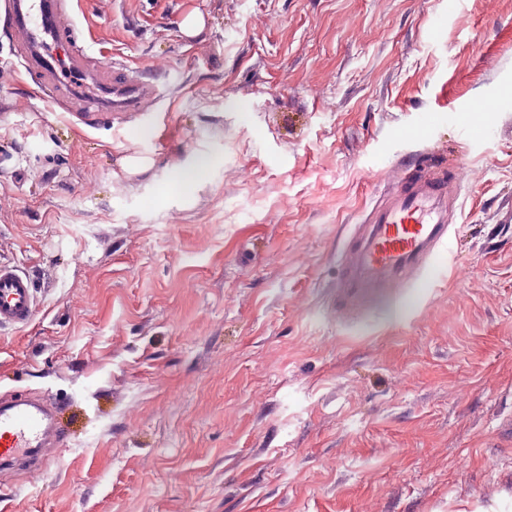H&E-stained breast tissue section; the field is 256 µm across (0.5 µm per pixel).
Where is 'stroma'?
I'll list each match as a JSON object with an SVG mask.
<instances>
[{"label":"stroma","mask_w":512,"mask_h":512,"mask_svg":"<svg viewBox=\"0 0 512 512\" xmlns=\"http://www.w3.org/2000/svg\"><path fill=\"white\" fill-rule=\"evenodd\" d=\"M74 4L155 100L137 135L70 123L0 14V259L38 301L0 329V395H44L65 436L38 486L0 471V512L511 507L512 0ZM459 156L452 262L347 312L354 226Z\"/></svg>","instance_id":"obj_1"}]
</instances>
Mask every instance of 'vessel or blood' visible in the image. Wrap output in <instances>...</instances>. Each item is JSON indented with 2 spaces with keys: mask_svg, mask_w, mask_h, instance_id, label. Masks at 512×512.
Returning <instances> with one entry per match:
<instances>
[{
  "mask_svg": "<svg viewBox=\"0 0 512 512\" xmlns=\"http://www.w3.org/2000/svg\"><path fill=\"white\" fill-rule=\"evenodd\" d=\"M0 7L9 20L16 56L37 76L45 102L74 100L85 86L96 87L91 111L76 115L93 128L108 120L127 123L148 105L150 92L132 71L92 60L69 0H0ZM456 203L450 179L426 174L402 179L370 213V230L361 245L347 254L352 301H359L365 289L394 288L409 278L431 282L448 243V211ZM36 307L31 277L0 260V328L26 327ZM62 443L47 404L0 401V464L42 456L45 448Z\"/></svg>",
  "mask_w": 512,
  "mask_h": 512,
  "instance_id": "b4317fda",
  "label": "vessel or blood"
}]
</instances>
